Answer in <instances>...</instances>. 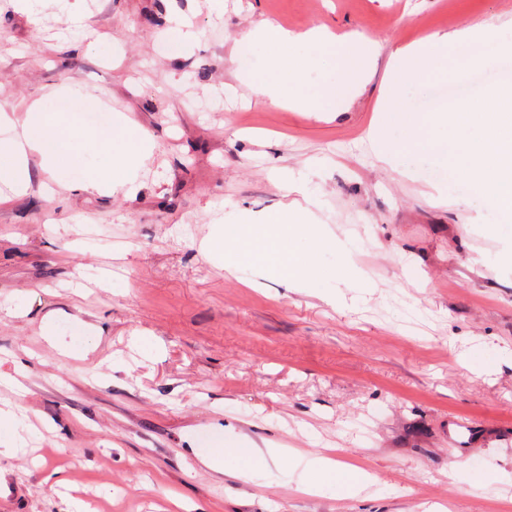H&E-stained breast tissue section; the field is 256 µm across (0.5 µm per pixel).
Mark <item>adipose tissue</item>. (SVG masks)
I'll return each mask as SVG.
<instances>
[{"label":"adipose tissue","instance_id":"adipose-tissue-1","mask_svg":"<svg viewBox=\"0 0 512 512\" xmlns=\"http://www.w3.org/2000/svg\"><path fill=\"white\" fill-rule=\"evenodd\" d=\"M95 99L80 88L66 85L49 97L34 101L23 124H15L0 108V127L7 132L0 139V193L19 195L32 185L31 169L55 174L67 169H83L82 177L70 181L75 191L111 194L115 187L135 194V173L147 158L153 142L150 132L134 126L127 116L116 113L101 126L84 122V112L96 108ZM94 148L96 160L87 164L84 147ZM311 211L300 205H285L257 219L239 213L236 223L219 224L202 246L206 258L225 270L248 268L295 285L312 283L318 270L307 246L318 236ZM263 449L237 439H212L204 458L215 468L237 478H251ZM289 471H301L305 490L313 491L327 482L350 494L367 477L353 466H337L327 457L292 453Z\"/></svg>","mask_w":512,"mask_h":512}]
</instances>
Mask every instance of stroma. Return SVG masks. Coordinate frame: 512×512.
Listing matches in <instances>:
<instances>
[{
  "mask_svg": "<svg viewBox=\"0 0 512 512\" xmlns=\"http://www.w3.org/2000/svg\"><path fill=\"white\" fill-rule=\"evenodd\" d=\"M103 52L69 30L57 0L41 25L0 0V103L22 123L33 100L76 85L153 134L127 195L46 189L0 200V398L34 426L24 455L0 457V512H497L512 502V356L491 369L460 356L512 349V218L484 235L479 201L416 156L408 175L367 133L384 66L333 112L276 110L240 80V32L270 21L325 25L382 56L435 32L512 20V0H81ZM193 15L197 45L160 38ZM304 174L285 193L279 174ZM320 197L329 240L312 287L207 261L202 240L238 211L255 217ZM372 290L337 276L336 242ZM50 323L51 337L41 334ZM91 345H84V337ZM372 431L363 434L362 421ZM258 448L350 459L373 478L355 496L309 492L266 458L253 479L207 467L216 434ZM495 473L472 488L457 467ZM59 473L62 484L51 482Z\"/></svg>",
  "mask_w": 512,
  "mask_h": 512,
  "instance_id": "1",
  "label": "stroma"
}]
</instances>
